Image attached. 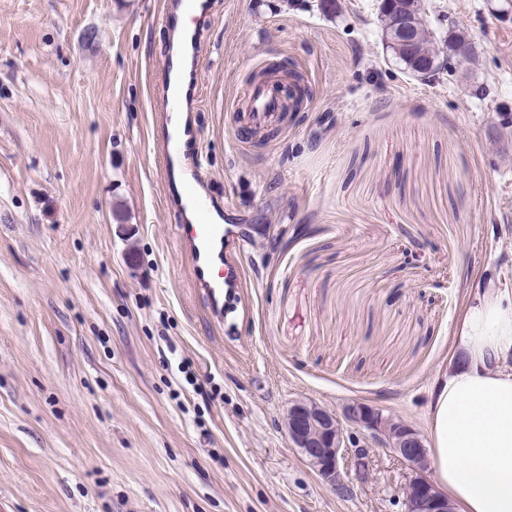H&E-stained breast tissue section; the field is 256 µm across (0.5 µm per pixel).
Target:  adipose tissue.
<instances>
[{
    "label": "adipose tissue",
    "mask_w": 512,
    "mask_h": 512,
    "mask_svg": "<svg viewBox=\"0 0 512 512\" xmlns=\"http://www.w3.org/2000/svg\"><path fill=\"white\" fill-rule=\"evenodd\" d=\"M458 344L431 395L432 467L458 512H512V293H479Z\"/></svg>",
    "instance_id": "obj_1"
}]
</instances>
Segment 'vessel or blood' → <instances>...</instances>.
<instances>
[{"label": "vessel or blood", "instance_id": "vessel-or-blood-1", "mask_svg": "<svg viewBox=\"0 0 512 512\" xmlns=\"http://www.w3.org/2000/svg\"><path fill=\"white\" fill-rule=\"evenodd\" d=\"M185 9L208 13L210 0H169L163 23L176 26L180 11ZM197 52L198 37L192 31L183 34L180 46L166 58V111L157 138L156 157L161 178L168 187V198L181 214L179 250L187 256L195 286L206 299L210 312L220 317L224 314L225 292L243 284L233 255L244 249L245 240L240 237L237 225L224 219L221 207L197 177L193 166L199 156L197 136L190 122L180 119L186 105L182 96L185 79H201L198 68L186 66ZM280 109L281 95L274 83L252 87L246 101L250 127L260 128L276 121Z\"/></svg>", "mask_w": 512, "mask_h": 512}]
</instances>
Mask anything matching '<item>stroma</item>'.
<instances>
[{"label": "stroma", "instance_id": "obj_1", "mask_svg": "<svg viewBox=\"0 0 512 512\" xmlns=\"http://www.w3.org/2000/svg\"><path fill=\"white\" fill-rule=\"evenodd\" d=\"M166 0H0V512H404L383 448L348 497L281 415L360 400L420 432L479 290L512 291V7L420 0L476 64L422 82L377 0H211L202 174L247 242L214 320L155 168ZM308 94L272 138L255 73ZM379 21L382 24V35L386 44L387 52L390 54L392 60L400 66L406 73L415 76L417 67L415 65V59L420 58L423 60L431 59L433 55H439L444 53L443 50H439V53L435 50L434 43L431 38H419L416 44L412 47V53H407L405 47H402L395 43L392 36V16L381 9L378 12ZM394 43V44H393ZM434 63L430 60L420 62L422 69L431 68Z\"/></svg>", "mask_w": 512, "mask_h": 512}]
</instances>
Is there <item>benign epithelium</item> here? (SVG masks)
Segmentation results:
<instances>
[{
	"instance_id": "obj_1",
	"label": "benign epithelium",
	"mask_w": 512,
	"mask_h": 512,
	"mask_svg": "<svg viewBox=\"0 0 512 512\" xmlns=\"http://www.w3.org/2000/svg\"><path fill=\"white\" fill-rule=\"evenodd\" d=\"M396 32L412 46L414 25L401 0H389ZM289 446L297 449L319 478L342 495L351 494L353 482L369 479L367 450L384 448L411 467L413 475L401 488L404 512H455L448 496L440 493L428 475L425 439L397 416L360 401L347 403L342 414L312 400H296L281 418Z\"/></svg>"
}]
</instances>
